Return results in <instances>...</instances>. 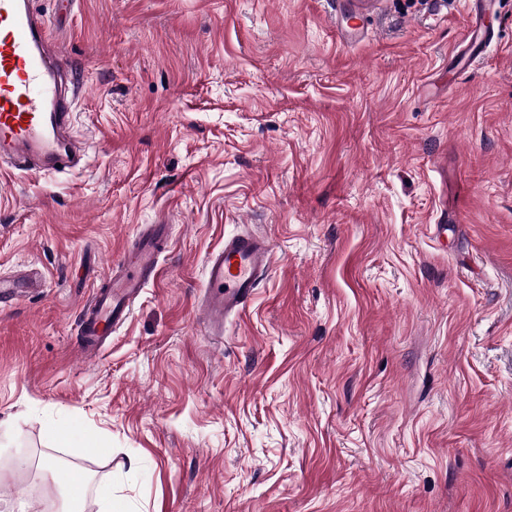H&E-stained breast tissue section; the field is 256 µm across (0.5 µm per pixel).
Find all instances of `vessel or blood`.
<instances>
[{
    "instance_id": "1",
    "label": "vessel or blood",
    "mask_w": 512,
    "mask_h": 512,
    "mask_svg": "<svg viewBox=\"0 0 512 512\" xmlns=\"http://www.w3.org/2000/svg\"><path fill=\"white\" fill-rule=\"evenodd\" d=\"M489 5L490 0H467L475 30L465 63L477 62L492 42L493 31L483 25ZM72 73L34 0H0L1 164L44 174L79 166L81 148L69 134L70 102L62 89L63 78ZM170 242V225L142 230L131 259L115 265L95 302L82 311L83 353L92 358L101 353L113 328L127 319L131 300L159 279L160 257ZM272 267V245L258 233L227 237L222 249L207 256L197 306L211 335H223L225 318L244 311Z\"/></svg>"
}]
</instances>
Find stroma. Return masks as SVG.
Returning <instances> with one entry per match:
<instances>
[{
    "instance_id": "35a3bbf8",
    "label": "stroma",
    "mask_w": 512,
    "mask_h": 512,
    "mask_svg": "<svg viewBox=\"0 0 512 512\" xmlns=\"http://www.w3.org/2000/svg\"><path fill=\"white\" fill-rule=\"evenodd\" d=\"M35 0L86 167L0 176V512H512V0ZM161 277L93 360L80 313L141 225ZM273 269L223 341L204 260ZM69 434L67 445L54 438ZM490 5V0H468L467 9L472 13L475 30L472 38L474 41L469 49L467 56L464 57V64L459 71L469 68L472 64L480 59L481 53L489 46L494 37V32L488 30L483 25V16ZM77 485L81 488V492L79 496H75L72 488L74 485ZM89 485V481L87 480L86 476H77L72 471L69 472L68 480L63 486V494H64V500H65V506L59 509L58 511L62 512H75L79 511L75 508V505H77L81 499L83 498L86 488ZM78 487H75V491H78Z\"/></svg>"
}]
</instances>
